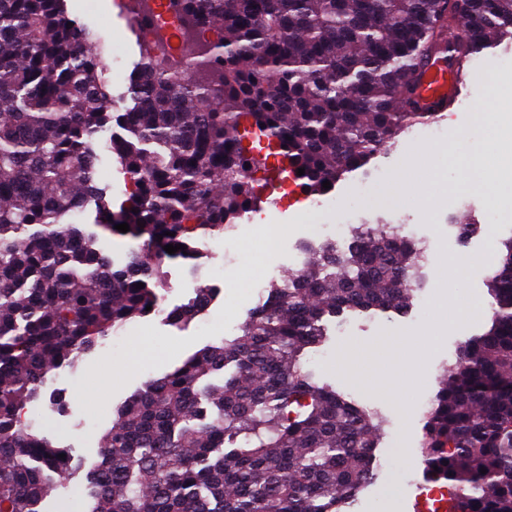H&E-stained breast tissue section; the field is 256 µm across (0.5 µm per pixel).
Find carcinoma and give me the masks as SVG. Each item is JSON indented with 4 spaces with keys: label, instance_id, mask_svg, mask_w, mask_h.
<instances>
[{
    "label": "carcinoma",
    "instance_id": "cac0c4a2",
    "mask_svg": "<svg viewBox=\"0 0 512 512\" xmlns=\"http://www.w3.org/2000/svg\"><path fill=\"white\" fill-rule=\"evenodd\" d=\"M168 2L186 37L181 64L145 54L116 98L103 38L65 0H0V512H40L74 470L68 448L25 417L47 374L150 315L166 262L197 269V233L254 208L248 173L320 196L323 181L453 106L422 97L430 69L464 82L475 59L512 42V0ZM107 132L124 172L141 173L117 210L94 179ZM90 204L95 230L64 223ZM124 222L130 231L114 229ZM101 232L143 241L155 260L109 259ZM494 262L491 324L461 343L426 421L421 463L451 491L448 512H512V237ZM421 280V248L383 224L344 252L314 250L239 335L119 406L83 512H347L373 479L382 421L316 382L306 355L325 317L406 310ZM208 297L199 289L169 319L191 321Z\"/></svg>",
    "mask_w": 512,
    "mask_h": 512
}]
</instances>
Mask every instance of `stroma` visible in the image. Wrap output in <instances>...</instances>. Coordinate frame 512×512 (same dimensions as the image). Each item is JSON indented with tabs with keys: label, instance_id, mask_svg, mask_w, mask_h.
<instances>
[{
	"label": "stroma",
	"instance_id": "obj_1",
	"mask_svg": "<svg viewBox=\"0 0 512 512\" xmlns=\"http://www.w3.org/2000/svg\"><path fill=\"white\" fill-rule=\"evenodd\" d=\"M66 7L70 16L94 28L109 47L121 52L123 66L108 80L113 94L124 93L142 59L135 19L119 11L114 0H66ZM511 87L512 44L504 43L472 63L464 98L449 109L447 118L435 123L437 135L425 143L435 150L428 167L414 166L413 158L425 144L406 132L390 155L336 184L337 209L323 216L324 223L332 224L337 211L343 210L352 213L356 227L376 222L412 225L417 243L426 247L430 259L408 310L346 311L328 318L327 336L306 363L316 380L374 409L384 422L374 478L362 488L351 512H413L417 489L428 482L421 464L427 408L455 363L461 342L484 330L492 259L501 240L512 236V179L495 182L487 192L464 189L449 156L486 142L499 112L512 107V98L504 94ZM96 168L99 185L107 188L113 205H120L125 174L108 139L97 145ZM392 179L398 182V196L379 200L380 188ZM304 208L295 195L284 204L264 197L261 207L238 220L237 240L228 256H202L195 273L182 261L167 262V272L179 285L162 290L165 307H179L198 289L208 288L213 297L205 311L187 324L152 315L129 322L120 339L97 346L83 357L77 371L61 372L58 381L48 382V391L65 396L66 409L59 412L42 403L27 407L26 416L69 448L81 467L45 498V512H78L86 470L97 461L100 438L111 428L120 404L149 378L172 371L205 346L237 336L258 303L251 288L256 278L266 277L272 284L287 279L295 255L310 251L288 230L289 225L305 222ZM464 217L495 225V234L455 237L451 227ZM443 277L448 280L444 289L438 285ZM444 303L467 309V316L439 321L436 312ZM401 339L424 342L409 374L398 371L386 354V342ZM348 349L359 350L358 367L377 372L379 388L358 389L348 382L349 367L340 361ZM392 386L403 389L402 400L389 394Z\"/></svg>",
	"mask_w": 512,
	"mask_h": 512
}]
</instances>
